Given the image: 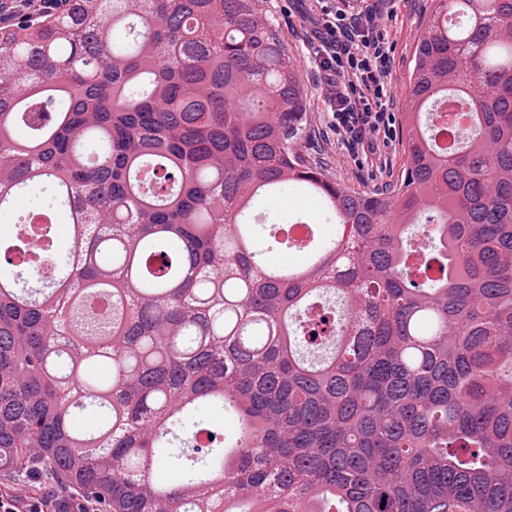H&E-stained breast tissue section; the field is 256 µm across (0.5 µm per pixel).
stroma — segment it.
<instances>
[{"mask_svg": "<svg viewBox=\"0 0 512 512\" xmlns=\"http://www.w3.org/2000/svg\"><path fill=\"white\" fill-rule=\"evenodd\" d=\"M259 11L268 15L288 42L307 93V119L311 137L298 146L306 161L337 183L358 190L376 189L384 186L396 175L401 164V136L393 134L391 140L379 143L374 153H361L350 149L332 125V115L327 111L322 93L320 77L313 63L305 32H294L289 27L293 14L300 6L299 0H256ZM433 9L432 0H403L398 14L389 22L396 32L393 53L391 91L394 96V111L402 113L405 108L409 77L413 68V37L423 30ZM253 215L259 216L257 227L260 245L272 240L273 225L304 220L322 225L324 232H332L326 222V211L316 200L304 197L299 189L288 190L277 202L263 200L255 204Z\"/></svg>", "mask_w": 512, "mask_h": 512, "instance_id": "1", "label": "stroma"}]
</instances>
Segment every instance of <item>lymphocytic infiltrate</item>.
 Listing matches in <instances>:
<instances>
[{
  "instance_id": "f902f5d3",
  "label": "lymphocytic infiltrate",
  "mask_w": 512,
  "mask_h": 512,
  "mask_svg": "<svg viewBox=\"0 0 512 512\" xmlns=\"http://www.w3.org/2000/svg\"><path fill=\"white\" fill-rule=\"evenodd\" d=\"M397 0H307L300 24L312 25L314 62L337 135L371 149L392 135L388 76L395 39L387 22Z\"/></svg>"
}]
</instances>
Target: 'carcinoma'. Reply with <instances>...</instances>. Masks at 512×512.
Segmentation results:
<instances>
[{
    "label": "carcinoma",
    "mask_w": 512,
    "mask_h": 512,
    "mask_svg": "<svg viewBox=\"0 0 512 512\" xmlns=\"http://www.w3.org/2000/svg\"><path fill=\"white\" fill-rule=\"evenodd\" d=\"M434 2L385 191L296 151L306 91L255 0L0 24V216L33 194L72 224L0 236V479L88 512H512V0ZM290 187L334 231L283 267L244 218ZM440 116L436 120L440 126L448 127L449 130L454 129L456 133L455 146L459 145L461 140L460 131L469 127V121L464 114L460 112H467V109L462 108L459 104H443L440 109Z\"/></svg>",
    "instance_id": "carcinoma-1"
}]
</instances>
